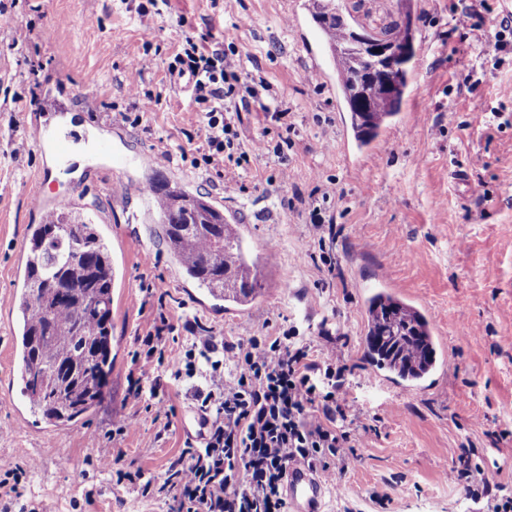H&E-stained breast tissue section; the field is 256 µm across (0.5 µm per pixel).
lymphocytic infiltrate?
<instances>
[{
  "instance_id": "f902f5d3",
  "label": "lymphocytic infiltrate",
  "mask_w": 512,
  "mask_h": 512,
  "mask_svg": "<svg viewBox=\"0 0 512 512\" xmlns=\"http://www.w3.org/2000/svg\"><path fill=\"white\" fill-rule=\"evenodd\" d=\"M238 68L223 49L190 38L168 66L170 75L192 83L203 159L221 174L235 173L247 159L236 142L238 113L232 105L258 96L257 87L240 86ZM145 292L157 308L142 339L145 350L136 354L128 374L132 393L154 379L158 354L183 332L191 342L167 365L175 377L201 373L207 382L206 390L195 394L204 436L185 440L167 468L166 482L179 493L177 512H288L283 487L291 463H308L331 480L347 469L359 437L345 423L358 419L360 411L343 396L348 369L336 352V337H327L317 351L288 330L220 342L201 321L181 322L165 312L163 278H153ZM201 359L207 370H199ZM451 455L452 482L484 502L486 512H512L507 487L490 482L461 449Z\"/></svg>"
}]
</instances>
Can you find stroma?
<instances>
[{"label": "stroma", "instance_id": "obj_1", "mask_svg": "<svg viewBox=\"0 0 512 512\" xmlns=\"http://www.w3.org/2000/svg\"><path fill=\"white\" fill-rule=\"evenodd\" d=\"M475 0H335L360 33L380 34L410 19L414 55L399 114L386 143L367 152L338 145L347 105L309 0H167L155 20L152 64L143 53L139 11L149 0H0V298L23 279V255L35 194L63 195L97 224L112 246V373L101 406L73 425L35 421L21 394L15 318L0 305V460L22 465L17 495L0 512H175L164 490L169 460L194 427V391L203 377L174 378L127 392L132 360L152 304L143 283L163 277L171 316L190 312L228 341L294 329L313 348L342 333L338 355L349 368L346 397L362 410L366 431L349 468L325 498V512H482L446 473L458 448L490 479L512 488V48L466 39L470 23L492 28L502 0L475 19ZM36 25L28 54L13 47L17 29ZM220 43L235 55L243 83L265 80L260 102L240 107L235 128L250 157L234 179L220 177L201 152L181 156L194 129L187 79L170 76L185 37ZM325 77L308 81L311 63ZM162 104L143 115L132 84ZM98 90L83 102L85 87ZM82 102L68 129L83 134L67 167L37 150L14 153L57 98ZM142 124H135V116ZM280 152L256 155L258 140ZM108 142L128 165L113 169ZM291 174L281 182V170ZM147 183L178 185L211 197L243 221L254 252L276 250L262 295L247 310L224 309L186 280L167 245ZM334 226L317 243L312 209ZM289 289H282V282ZM386 290L429 317L446 367L429 386L405 394L378 382L365 358V300ZM164 410H157V403ZM128 417V433L113 424ZM23 421L20 430L13 421ZM119 452L121 470L140 471L154 489L118 481L97 459Z\"/></svg>", "mask_w": 512, "mask_h": 512}]
</instances>
